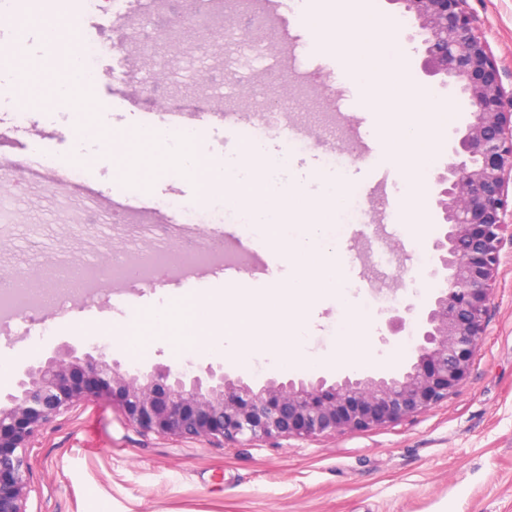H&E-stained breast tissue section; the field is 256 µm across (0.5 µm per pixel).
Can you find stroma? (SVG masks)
<instances>
[{"label": "stroma", "instance_id": "1", "mask_svg": "<svg viewBox=\"0 0 512 512\" xmlns=\"http://www.w3.org/2000/svg\"><path fill=\"white\" fill-rule=\"evenodd\" d=\"M222 31L231 40L220 54L196 53L180 60L154 95L131 93L130 66L140 82L152 80V61L117 49L99 64V78L67 95L60 87L43 90L27 124H16L10 111L38 71L64 72L68 54L48 60L46 42L33 18L45 10L77 22L78 0H20L14 25L0 26V43L22 45L21 63L0 67V151L19 163L7 185H0V275L17 269L41 279L48 260L71 267L101 262L104 253L119 255L136 234L125 214L107 216L84 208L88 187L123 191V160L113 156L108 135L132 141L136 131L169 126L172 113H184L191 142L209 169H236L238 183L252 184L254 174L240 165L244 140L226 138L217 111L251 113L270 105L287 108L293 122L308 130L305 147L296 148L288 165L265 172L264 181L300 183L307 197H321L328 183L342 177L354 190L368 183L373 167L357 159L361 146L354 128L380 140L379 113L366 106L367 91L340 86L343 57L331 45L317 43L301 26L297 44L287 45L279 24H264L263 14L223 0ZM497 61L504 87H512V0H468ZM150 22L159 36L183 23L180 0L144 10L126 0L117 19L100 18L98 33L114 41ZM413 82L430 90L438 109L453 106L454 119L442 129L443 158L467 120L464 99L440 88L421 70V55L410 52ZM53 149L65 162L89 160L77 184L46 191L31 180L27 162ZM340 156L326 165L329 154ZM410 188L403 171L393 170L389 193L397 204L392 224L354 223L342 233L341 262L345 288L311 297L304 336L315 355H339L340 330L347 311H362L369 321L367 375L394 373L408 362L404 346L416 332L432 290L427 272L436 210L427 205L423 224L411 223L404 205ZM136 205L158 209L164 200L188 202L203 225L223 210L225 198L199 178L166 169L151 187L129 193ZM388 258L377 272L376 257ZM291 261L263 255L236 274L238 287L261 296L287 287ZM225 287L220 268L196 272L179 283L159 274L153 282L101 281L93 301L73 298L40 314L35 321L0 324V394L11 392L19 373L34 359L107 346L114 359L141 370L223 365L222 356L185 352L168 335L149 332L152 312L180 305L194 307ZM405 320L399 335L387 334L391 316ZM140 320L147 352L129 358L120 344L132 320ZM32 482L29 512H512V241L504 240L492 282L484 336L467 379L443 401L405 421L341 435L291 437L274 443L244 442L220 446L169 435L138 433L118 402H80L57 417L29 451Z\"/></svg>", "mask_w": 512, "mask_h": 512}]
</instances>
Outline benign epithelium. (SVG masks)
Instances as JSON below:
<instances>
[{"mask_svg":"<svg viewBox=\"0 0 512 512\" xmlns=\"http://www.w3.org/2000/svg\"><path fill=\"white\" fill-rule=\"evenodd\" d=\"M417 28L422 69L457 90L468 114L456 160L433 181L442 232L431 245L435 292L424 310L411 360L396 376L338 374L278 381L255 388L209 365H156L132 373L102 348L79 357L37 359L17 393L0 401V512H27L31 492L28 449L71 406L117 394L128 424L140 433L235 444L345 434L401 421L448 398L468 376L484 336L490 282L504 234L512 237V90L478 32L468 0H392ZM219 50L209 27L196 24L166 41L172 49Z\"/></svg>","mask_w":512,"mask_h":512,"instance_id":"obj_1","label":"benign epithelium"}]
</instances>
